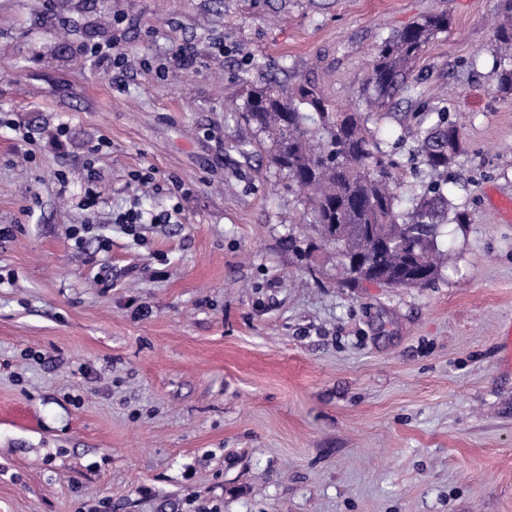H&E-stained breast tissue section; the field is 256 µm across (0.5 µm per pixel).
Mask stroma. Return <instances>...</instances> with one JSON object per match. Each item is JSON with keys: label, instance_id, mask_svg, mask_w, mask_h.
Returning <instances> with one entry per match:
<instances>
[{"label": "stroma", "instance_id": "stroma-1", "mask_svg": "<svg viewBox=\"0 0 512 512\" xmlns=\"http://www.w3.org/2000/svg\"><path fill=\"white\" fill-rule=\"evenodd\" d=\"M496 6L62 0L43 15L0 0V408L31 417L0 420V512H512ZM439 13L450 25L414 64L416 91L370 126L413 145L409 114L456 90L449 199L469 221L448 225L430 286L343 287L238 110L239 77L309 78L343 110L380 39ZM94 43L126 54L122 82L82 53ZM179 45L194 58L178 67ZM147 169L156 185L130 181ZM133 204L172 220L127 235L112 215ZM87 222L76 248L68 229Z\"/></svg>", "mask_w": 512, "mask_h": 512}]
</instances>
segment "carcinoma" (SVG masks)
<instances>
[{
	"label": "carcinoma",
	"mask_w": 512,
	"mask_h": 512,
	"mask_svg": "<svg viewBox=\"0 0 512 512\" xmlns=\"http://www.w3.org/2000/svg\"><path fill=\"white\" fill-rule=\"evenodd\" d=\"M493 69L512 91V0H498ZM445 14L422 16L381 39L364 86L369 107L384 106L407 88L411 68L425 47L448 31ZM245 120L268 140V161L288 189L303 193L304 218L336 246L350 283L373 281L391 288L425 287L438 277L442 227L467 223L448 217V168L463 153L456 117L441 101L419 119L410 160L423 174L412 207L399 205L394 146L368 127L358 110L333 111L310 79L293 85L265 81L252 86L241 106Z\"/></svg>",
	"instance_id": "carcinoma-1"
}]
</instances>
